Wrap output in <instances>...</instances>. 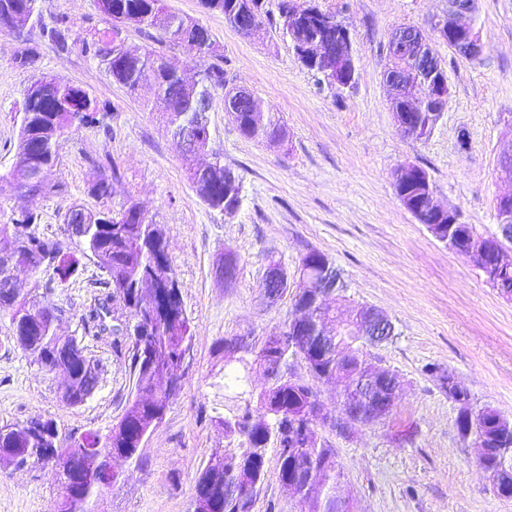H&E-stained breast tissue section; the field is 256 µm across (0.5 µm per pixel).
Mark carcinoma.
<instances>
[{
  "instance_id": "cac0c4a2",
  "label": "carcinoma",
  "mask_w": 512,
  "mask_h": 512,
  "mask_svg": "<svg viewBox=\"0 0 512 512\" xmlns=\"http://www.w3.org/2000/svg\"><path fill=\"white\" fill-rule=\"evenodd\" d=\"M105 19L128 23L150 31L155 42L187 44L195 50L198 78L183 80L182 74L170 67L153 48L130 47L118 39L114 31L94 34L91 39L70 41L71 23L55 18L52 24L42 22L39 0H0V29L21 34L27 25L39 26L42 37L61 51L78 48L80 53L98 62L114 81L129 93H136L146 82L156 90L151 109L161 113L165 131L179 138L186 127L199 133L200 151L209 145V129L205 117L196 111L199 98H213L225 87L224 69L208 62L216 56V46L208 30L199 22L170 11L164 0H95ZM274 0H208L207 8L220 13L228 24L240 16H258L257 30L264 20L273 17ZM325 21L312 17L301 19L296 35L291 37L299 51L323 31ZM31 85L35 94L25 93L19 112L18 142L10 169L0 174V196L19 194L31 199L46 195L52 187L44 176L28 170V160L41 158L44 169L58 164L59 144L73 128L98 127L109 108L86 91L55 76L41 74ZM240 133L259 143H277L286 136V126L276 112H241L233 119ZM183 164L196 196L208 208L224 214L232 213L242 203L241 178L232 170L220 167L199 173L195 158L183 156ZM399 193L412 201L427 191L426 182L394 184ZM39 214L33 208L12 214L10 223L0 224V317H8L13 334L21 337L19 348L32 361L48 372L61 373L66 385L63 397L76 405L90 391L89 370L96 369L84 349L57 333L62 309L50 293L31 297L19 294L12 270L25 268L36 276L49 269L64 284L75 273L79 260L64 248L62 242L38 235L34 225ZM67 226L87 225L90 232L80 238L84 249L97 260L112 283V295L90 309L87 319L98 323V335L113 337V344H129L131 367L135 377V396L128 402L118 423L105 433L88 432L81 439L58 438L54 421L20 428L0 427V449L39 448L40 456L62 463L84 475L82 488L69 494L64 481H59V499L54 512H92V505L105 489L98 481L101 455L112 449V457L127 461L139 456L141 438L151 433L162 421L174 395L166 392L163 379L174 368L180 356V345L192 335L181 303L178 281L168 255V246L160 225L148 218L132 198L117 212L92 211L74 206L66 216ZM309 263L300 271L313 277L321 273V265L329 258L316 250L308 251ZM119 301L126 311L125 319L109 325V301ZM309 307L311 323L295 333L284 331L269 336L257 351L256 360L242 357L224 363V389L234 394L235 405L222 423L227 435L242 438L241 446L224 450L218 460L208 459L205 471L195 485V496L212 502L210 512H251L264 484L266 450L277 444L279 479L298 478L293 490L301 498L305 512H349L336 497V484L342 471L335 450L317 441L316 427H334L336 412H325L312 421L308 417L310 400L318 395L316 388L303 377L288 376L280 366L283 358L300 348L310 359L311 377L316 381H348L343 396L372 398L365 378L370 364L363 351L347 352L351 341L336 337V313L324 301L313 297H296L294 306ZM261 361L268 387L259 395L263 418H254L251 405L250 374L255 361ZM462 442L481 437L497 440L501 452L489 459L484 470L490 474L493 492L512 498V419L490 407L472 404L458 406L455 419Z\"/></svg>"
}]
</instances>
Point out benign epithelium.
Returning <instances> with one entry per match:
<instances>
[{
    "label": "benign epithelium",
    "mask_w": 512,
    "mask_h": 512,
    "mask_svg": "<svg viewBox=\"0 0 512 512\" xmlns=\"http://www.w3.org/2000/svg\"><path fill=\"white\" fill-rule=\"evenodd\" d=\"M477 0H448V8L430 20L431 32L444 40H451L453 45L467 58L477 59L484 50L480 32L473 16ZM388 55L392 57H412V68L397 71L385 77L392 91L393 99L409 104L408 111L393 113L397 130L407 136L416 137L419 129L413 125L410 113L426 104H432L435 111L433 119H438L450 96L447 80L439 74V57L431 48V39L424 30L415 25L403 24L391 34L388 43ZM306 63L316 60L320 63V73L330 87H347L355 79V51L350 35L338 38L329 32L322 42H314L302 53ZM224 109L233 115L240 111H259V104L253 94L238 88L228 98ZM500 180L512 183L508 170L512 167V139L504 141L499 147ZM427 211L448 217V227L459 223L455 212L442 207L433 192H428L424 199ZM499 234L493 237L455 236L456 251L461 253L491 286L497 285L495 276L488 273L487 258L493 256L499 267L512 264V192L501 194L496 206ZM321 288L317 294L325 297L336 293L335 271L326 268L320 274ZM266 293L269 298H279L281 286H288V273L280 262L270 259L265 275ZM336 329L349 332L357 341H384L394 332L391 320L374 307H361L351 317L350 322L336 325ZM251 352L250 345L244 339L230 338L224 342L226 356L236 357ZM396 403V395L380 396V400L369 407H361L351 401L339 407L336 414L335 430L339 436H348L358 424L374 422L388 413ZM122 470L113 465L112 452L106 453L99 470V481L106 487L118 482Z\"/></svg>",
    "instance_id": "7a95c632"
}]
</instances>
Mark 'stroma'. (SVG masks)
<instances>
[{"instance_id": "stroma-1", "label": "stroma", "mask_w": 512, "mask_h": 512, "mask_svg": "<svg viewBox=\"0 0 512 512\" xmlns=\"http://www.w3.org/2000/svg\"><path fill=\"white\" fill-rule=\"evenodd\" d=\"M349 23L356 57L354 83L330 88L297 58L278 20L247 37L223 15L203 11L200 0H165L167 7L207 27L219 46L227 86L244 87L261 107L283 117L288 136L278 145L245 138L216 95L207 114L210 154L242 180V204L231 217L196 196L181 149L164 131L159 113L144 103L153 91L128 93L98 63L79 51L60 52L39 29L16 35L0 30V174L14 155L22 106L32 73H47L111 104L102 126L72 129L61 141L59 162L46 174L59 193L37 200L0 199V224L12 212L35 206L39 234L80 253V266L64 286L52 271L39 277L14 271L20 293L50 287L61 307L58 332L72 337L99 366L94 393L84 402L62 401L64 378L44 372L15 345L8 319H0V426L54 419L63 436L107 432L134 393L128 351L97 335L83 314L112 284L78 239L65 215L80 205L120 210L135 198L160 224L193 333L190 365L178 395L141 449V462L122 467L120 481L93 505L94 512H192L195 483L213 449L228 447L220 420L224 404V338L242 336L260 347L295 316L288 288L277 302L264 292L268 259L295 274L310 250L340 270L346 288L327 298L365 304L387 314L394 338L368 348L367 360L396 372L403 384L392 412L352 437L318 427L336 451L343 476L336 488L354 512H512L497 497L477 450L458 438L457 405L430 375L429 366L452 371L474 406L512 418V301L503 299L466 259L437 241L399 201L394 171L411 162L430 175L439 201L457 211L477 235L496 233L495 201L511 189L496 171L497 148L512 138V0H478L476 26L484 52L459 57L445 41L432 44L447 73L451 95L423 139L394 125L383 81L388 42L403 23L428 28L444 0H312ZM44 21L67 17L83 38L107 24L94 0H40ZM33 69L14 63L20 52ZM115 164L112 195L94 186ZM237 262L233 281L221 269L225 254ZM276 447L266 453V478L252 512H302L300 498L279 479ZM52 464L32 458L23 468L0 461V512H52L57 497Z\"/></svg>"}]
</instances>
